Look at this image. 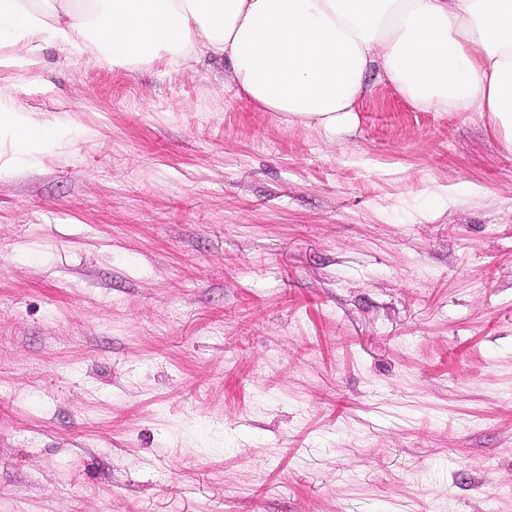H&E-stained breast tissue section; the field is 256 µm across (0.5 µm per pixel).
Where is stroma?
Returning <instances> with one entry per match:
<instances>
[{"label": "stroma", "mask_w": 512, "mask_h": 512, "mask_svg": "<svg viewBox=\"0 0 512 512\" xmlns=\"http://www.w3.org/2000/svg\"><path fill=\"white\" fill-rule=\"evenodd\" d=\"M0 44V512H512V146L370 78ZM0 123L12 124L14 133L20 150H25L31 138L43 133L44 130L40 124L31 118L20 119L18 114L26 112L22 107H12L9 109H0Z\"/></svg>", "instance_id": "obj_1"}]
</instances>
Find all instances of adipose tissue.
<instances>
[{"mask_svg":"<svg viewBox=\"0 0 512 512\" xmlns=\"http://www.w3.org/2000/svg\"><path fill=\"white\" fill-rule=\"evenodd\" d=\"M116 66L203 56L253 106L352 129L370 76L426 112H487L512 145V0H0V35Z\"/></svg>","mask_w":512,"mask_h":512,"instance_id":"adipose-tissue-1","label":"adipose tissue"}]
</instances>
